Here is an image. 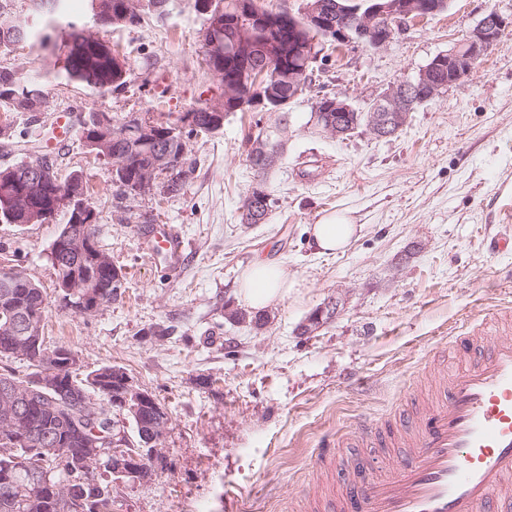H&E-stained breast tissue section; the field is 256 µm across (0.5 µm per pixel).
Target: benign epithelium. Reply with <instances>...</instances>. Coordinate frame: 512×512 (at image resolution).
<instances>
[{"instance_id":"benign-epithelium-1","label":"benign epithelium","mask_w":512,"mask_h":512,"mask_svg":"<svg viewBox=\"0 0 512 512\" xmlns=\"http://www.w3.org/2000/svg\"><path fill=\"white\" fill-rule=\"evenodd\" d=\"M139 8L137 0H125V6L118 16H113L112 0H91V11L99 23L114 25L124 22ZM199 12L204 15L205 30L209 40L206 51L210 59L209 72L224 85L222 98L209 104L211 127L219 131L224 126V112H249L255 108L263 96H268L274 110L279 111L288 104L272 91H264L267 85H286L294 91V97L302 95L308 87V71L301 66L280 68L273 73L267 69L248 70L253 83L224 84V46H229L236 59L248 65L257 56L281 54L283 50L276 44L258 38L260 31H269L275 27L278 14L258 8L253 0H239L235 9L224 8L223 0H201ZM304 27L318 29L328 35H334L336 43L360 44L373 51L385 48L394 37L407 30L409 24L426 19L430 11L426 10L424 0H378L366 7L361 0L352 5H333L327 0H305L301 7ZM512 27V15L504 16L496 11L489 12L471 30L467 38L455 44L445 52L438 53L428 64L421 67L416 76L396 83L384 90L376 99V105L370 109L367 129L378 138L392 135L402 128L415 105L439 95L447 87L457 83L472 72L489 50L497 43L505 29ZM22 31L15 27L12 13L0 14V37L13 40L20 38ZM112 115L96 111L84 119L89 131L83 135L85 148L98 158H112V140L116 139V129L112 128ZM176 133L171 125L161 132L156 121L144 118L138 121L136 130L140 143L156 144L155 158L152 164L143 170L140 186L136 189L139 197L146 199L154 192L156 174L172 166V157L164 151L160 138H170ZM46 166L39 157L27 161L10 176L6 184L14 185L8 204L9 215L16 216L19 225L39 224L49 215L68 209L73 213V224H95L97 213L87 206L83 185L70 181L69 186L57 191L49 206L40 204L44 192ZM58 249L69 255L93 256L94 267L109 268L111 259L96 251L93 240L84 233L69 231L65 243ZM96 276L89 272L74 274L62 285L63 290L76 302L72 308L85 315L95 313L102 300L94 294ZM17 334L20 339L12 343L14 354L33 355V361L39 365L42 394H61L66 388L63 377L67 373L83 371L80 357L70 353L66 360L45 350L43 328H33L29 321L18 317L14 326L6 330V335ZM118 375L120 387L113 391L114 409L126 417L138 416L139 410L153 403L149 392L130 384L123 371L114 370ZM30 399L26 386L14 381L0 382V427L7 431L15 430L14 421ZM157 423L148 433L132 437L127 427L114 424L112 437L101 447L86 451L80 465L93 468L101 458L109 457L112 463V475L128 478L133 482H149L156 474V465L162 460L169 417L160 406Z\"/></svg>"}]
</instances>
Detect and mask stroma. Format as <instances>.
Returning <instances> with one entry per match:
<instances>
[{
	"label": "stroma",
	"mask_w": 512,
	"mask_h": 512,
	"mask_svg": "<svg viewBox=\"0 0 512 512\" xmlns=\"http://www.w3.org/2000/svg\"><path fill=\"white\" fill-rule=\"evenodd\" d=\"M492 11L512 15V0H450L382 50L330 49L320 80L368 110ZM70 17L119 51L127 82L101 92L70 80L61 28L49 46L29 41L0 58L47 102L35 122L0 103V128L9 129L0 135V165L27 161L12 144L31 137L60 179L84 175L96 239L124 274L122 294L91 316L64 305L50 259L57 221L0 224V266L18 267L46 290L48 341L69 345L86 370L123 368L169 416L154 480L115 487L112 512H198L203 504L209 512H292L316 478L309 458L323 434L363 413L398 414L409 373H458L454 336L478 309L512 306V251L495 255L487 243L512 228V29L475 71L386 138L363 126L344 139L321 132L311 117L316 94L306 92L289 112L286 150L267 178L269 219L244 224L241 201L255 181L247 136L257 113H231L220 132L191 139L181 190L127 209L115 199L112 161L90 155L77 135L50 147L41 127L66 109L164 121L222 97L191 0L122 28L95 24L89 0ZM331 213L360 231L345 252L319 256L308 229ZM154 224L184 237L177 272L143 246ZM259 258L287 266L298 287L263 310L261 326L230 323L225 311L244 305L238 278ZM329 305L334 315L301 334L309 315Z\"/></svg>",
	"instance_id": "1"
}]
</instances>
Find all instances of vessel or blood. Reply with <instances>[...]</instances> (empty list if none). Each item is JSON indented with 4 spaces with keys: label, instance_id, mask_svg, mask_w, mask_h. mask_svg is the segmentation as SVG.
I'll return each instance as SVG.
<instances>
[{
    "label": "vessel or blood",
    "instance_id": "b4317fda",
    "mask_svg": "<svg viewBox=\"0 0 512 512\" xmlns=\"http://www.w3.org/2000/svg\"><path fill=\"white\" fill-rule=\"evenodd\" d=\"M145 238L175 269L183 240L172 226L152 225ZM455 346L472 366L423 416L390 429L362 415L341 440L350 448L376 442L381 454L350 458L339 476V440H321L304 512H512V338H491L482 320Z\"/></svg>",
    "mask_w": 512,
    "mask_h": 512
}]
</instances>
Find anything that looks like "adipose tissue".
Returning <instances> with one entry per match:
<instances>
[{
  "instance_id": "1",
  "label": "adipose tissue",
  "mask_w": 512,
  "mask_h": 512,
  "mask_svg": "<svg viewBox=\"0 0 512 512\" xmlns=\"http://www.w3.org/2000/svg\"><path fill=\"white\" fill-rule=\"evenodd\" d=\"M358 227L343 215H326L312 225L309 244L316 254L330 255L345 250ZM296 284L280 263L258 260L241 274L238 293L256 311L287 298Z\"/></svg>"
}]
</instances>
